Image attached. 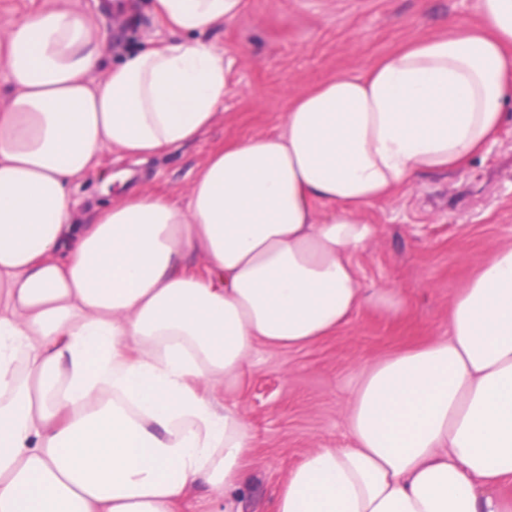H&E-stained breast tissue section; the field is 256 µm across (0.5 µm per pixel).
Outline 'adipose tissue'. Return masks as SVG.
<instances>
[{
	"instance_id": "1",
	"label": "adipose tissue",
	"mask_w": 512,
	"mask_h": 512,
	"mask_svg": "<svg viewBox=\"0 0 512 512\" xmlns=\"http://www.w3.org/2000/svg\"><path fill=\"white\" fill-rule=\"evenodd\" d=\"M244 0H154L181 40L101 63L104 19L60 5L0 34V512H177L249 476L251 425L219 405L258 344L336 333L402 292L362 287L361 214L494 141L512 106V0H478L361 76L296 96L224 145L187 204L139 192L74 223L72 182L214 121L231 61L204 33ZM343 448L287 475L273 512H512V244L454 297L448 331L367 366Z\"/></svg>"
}]
</instances>
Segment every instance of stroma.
Masks as SVG:
<instances>
[{
    "instance_id": "1",
    "label": "stroma",
    "mask_w": 512,
    "mask_h": 512,
    "mask_svg": "<svg viewBox=\"0 0 512 512\" xmlns=\"http://www.w3.org/2000/svg\"><path fill=\"white\" fill-rule=\"evenodd\" d=\"M123 2L106 29V66L179 39L157 19L153 0ZM452 16L478 25L477 0H246L238 23L205 36L232 60L214 125L195 142L144 160L106 153L70 187L74 223H85L125 188L186 204L213 151L277 131L294 95L339 73L364 74L383 55L442 32ZM361 218L377 228L357 258L363 285L401 290L408 310L388 318L364 309L309 346L259 347L232 392L254 433L250 485L237 512H271L288 472L309 451L348 445L347 395L361 368L443 335L453 296L477 265L512 243V110L495 141L465 168L424 175Z\"/></svg>"
}]
</instances>
